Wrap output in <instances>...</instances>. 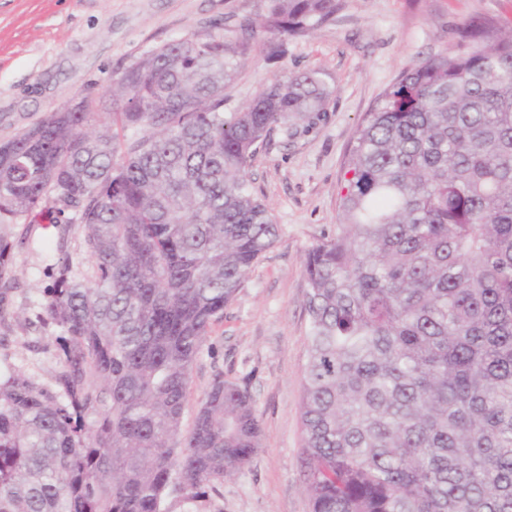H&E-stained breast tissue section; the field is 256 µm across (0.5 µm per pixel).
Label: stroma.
<instances>
[{
    "label": "stroma",
    "instance_id": "stroma-1",
    "mask_svg": "<svg viewBox=\"0 0 512 512\" xmlns=\"http://www.w3.org/2000/svg\"><path fill=\"white\" fill-rule=\"evenodd\" d=\"M265 0H0V142L80 98L99 100L113 76L155 47L196 34L235 41ZM475 15L512 27V0H341L332 21L288 38L280 55L249 39L245 66L225 106L251 102L274 78L320 71L331 91L310 123L273 132L250 164L254 193L270 207L279 236L215 322L191 372L183 430H190L215 373L248 388L261 448L245 469L206 497L174 493L164 512H311L304 493L300 399L306 361V250L336 222L346 154L358 125L400 72L455 48ZM25 235L9 273L16 287L0 318V357L35 383L57 368L55 328L44 288L57 259L47 220L17 218Z\"/></svg>",
    "mask_w": 512,
    "mask_h": 512
}]
</instances>
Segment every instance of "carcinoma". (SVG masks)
<instances>
[{
    "instance_id": "1",
    "label": "carcinoma",
    "mask_w": 512,
    "mask_h": 512,
    "mask_svg": "<svg viewBox=\"0 0 512 512\" xmlns=\"http://www.w3.org/2000/svg\"><path fill=\"white\" fill-rule=\"evenodd\" d=\"M339 8L266 0L254 26L275 54ZM247 50L170 41L103 91L112 125L82 99L0 142V317L25 244L6 226L58 229L52 383L0 361V512H163L261 448L248 390L220 372L182 434L191 371L279 235L251 160L330 90L309 71L226 112ZM339 198L304 263L312 512H512V29L474 16L454 51L404 70L359 125Z\"/></svg>"
}]
</instances>
